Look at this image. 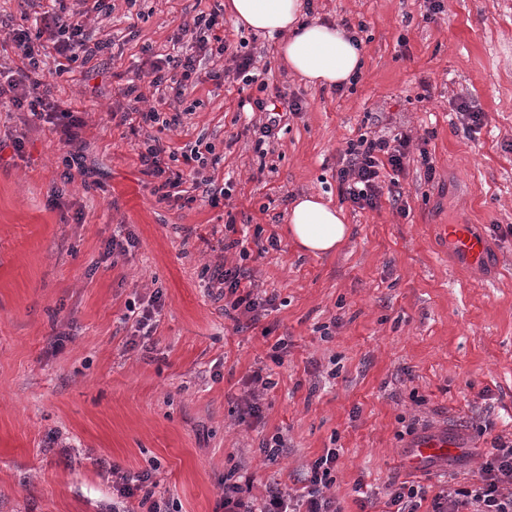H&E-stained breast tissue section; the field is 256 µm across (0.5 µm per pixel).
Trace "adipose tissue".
I'll return each instance as SVG.
<instances>
[{
	"instance_id": "1",
	"label": "adipose tissue",
	"mask_w": 512,
	"mask_h": 512,
	"mask_svg": "<svg viewBox=\"0 0 512 512\" xmlns=\"http://www.w3.org/2000/svg\"><path fill=\"white\" fill-rule=\"evenodd\" d=\"M225 8L236 26L279 35L280 54L312 86L346 84L363 66L362 51L344 28L300 23L302 0H227ZM288 234L301 251L330 254L344 242L347 226L341 210L306 195L290 209Z\"/></svg>"
}]
</instances>
